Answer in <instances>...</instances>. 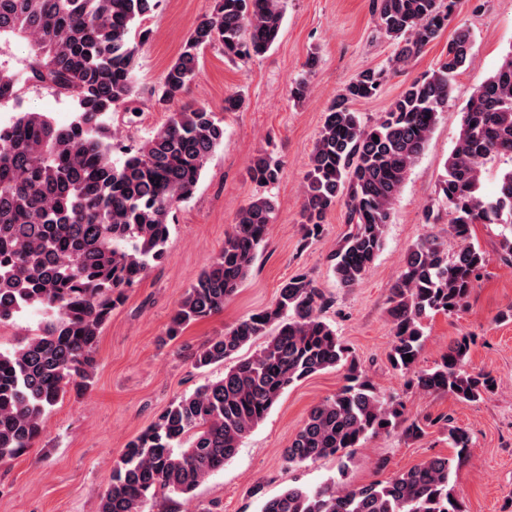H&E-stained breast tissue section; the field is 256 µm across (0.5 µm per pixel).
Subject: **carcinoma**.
I'll list each match as a JSON object with an SVG mask.
<instances>
[{
  "label": "carcinoma",
  "mask_w": 512,
  "mask_h": 512,
  "mask_svg": "<svg viewBox=\"0 0 512 512\" xmlns=\"http://www.w3.org/2000/svg\"><path fill=\"white\" fill-rule=\"evenodd\" d=\"M153 2L0 0V39L27 41L30 79L76 106L64 125L44 112H20L0 125V323L30 310L40 316L33 333L0 350L1 463L31 448L52 408L68 391L85 386L102 326L126 288L162 261L174 210L191 198L209 157L224 145V126L214 113L188 104L115 157L104 116L135 92L133 71L146 36L141 25ZM459 5L372 0L380 31L395 45L390 68H405L440 38ZM283 18L284 0H215L167 69L161 99L175 98L195 80L200 54L209 46L231 61L264 55L276 44ZM472 62L469 34L461 30L432 72L407 83L376 122H365L352 104L378 94L384 69L359 73L327 107L310 156L301 218L305 237L315 238L328 212L345 199L348 232L331 255L340 287H356L372 266L404 180L448 109L456 75ZM19 98L17 81L0 64V103ZM502 156L512 157V51L462 112L439 179L438 199L459 250L448 255L436 236L417 242L388 297L392 366L410 374L409 384L419 390L471 403L495 388L491 374L463 369L473 337H457L432 369L417 363L425 322L460 310L488 262L472 242L473 226H508L501 258L512 260V169L502 173L495 196L481 192L485 165ZM280 173L267 153L249 166L261 187L278 182ZM275 211L269 195L239 209L224 247L174 310L168 337L224 310L246 279ZM327 305L314 281L298 273L281 285L271 305L202 344L192 354L198 369L265 338L251 357L172 402L128 441L100 512H144L150 500L192 493L235 456L290 386L327 369L343 368L345 384L310 410L284 450L288 464L341 458L398 426L402 405L385 400L360 371L355 352L324 319ZM448 440L455 455L424 460L384 482L348 487L332 480L314 489L289 486L272 497L256 484L249 495L261 501L260 512H465L456 476L471 438L450 427Z\"/></svg>",
  "instance_id": "obj_1"
}]
</instances>
